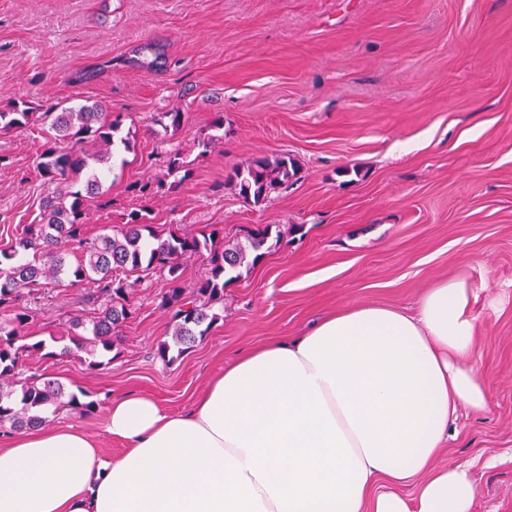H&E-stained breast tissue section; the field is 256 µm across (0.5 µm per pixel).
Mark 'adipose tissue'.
Masks as SVG:
<instances>
[{
    "mask_svg": "<svg viewBox=\"0 0 512 512\" xmlns=\"http://www.w3.org/2000/svg\"><path fill=\"white\" fill-rule=\"evenodd\" d=\"M467 302L445 281L412 313L346 308L249 350L185 414L114 400L116 457L72 427L0 437V512H473L472 464L433 465L488 407Z\"/></svg>",
    "mask_w": 512,
    "mask_h": 512,
    "instance_id": "1",
    "label": "adipose tissue"
}]
</instances>
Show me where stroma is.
I'll use <instances>...</instances> for the list:
<instances>
[{"label":"stroma","mask_w":512,"mask_h":512,"mask_svg":"<svg viewBox=\"0 0 512 512\" xmlns=\"http://www.w3.org/2000/svg\"><path fill=\"white\" fill-rule=\"evenodd\" d=\"M101 105L130 147L86 215L90 234L143 210L159 232L222 230L226 243L271 225L280 240L224 289V317L172 362L157 354L174 323L166 272L134 284L119 353L90 371L60 356L77 287L30 301L33 355L87 390L96 410H60L102 456L122 454L105 406L128 393L186 411L246 351L299 336L348 306L414 310L457 281L475 325L472 361L486 411L461 417L437 465L477 462L474 512H512V0H0V111ZM182 114L179 128L155 115ZM223 128H214L216 118ZM45 125L0 131V251L40 221L54 190L38 171ZM190 174L166 176L169 153ZM289 155L298 174L260 204L227 181L258 156ZM151 182L150 195L132 191Z\"/></svg>","instance_id":"35a3bbf8"}]
</instances>
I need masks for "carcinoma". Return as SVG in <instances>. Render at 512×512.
Segmentation results:
<instances>
[{
	"label": "carcinoma",
	"mask_w": 512,
	"mask_h": 512,
	"mask_svg": "<svg viewBox=\"0 0 512 512\" xmlns=\"http://www.w3.org/2000/svg\"><path fill=\"white\" fill-rule=\"evenodd\" d=\"M35 122L49 125L54 132L41 145L38 169L44 180L56 184V191L43 202L42 223L19 226L10 250L0 252V433L42 425L46 418L39 412L50 407L81 415L96 409V402L82 389L68 392L55 379L19 376V366L35 352L44 351L51 357L70 353L67 346L57 353L46 350L42 340L28 342L32 315L27 304L36 289L63 280L87 287L84 299L98 305V312L72 316L69 325L78 346L88 344L106 354L120 345L122 327L131 316L130 284L117 277V272L166 271L171 288L162 302L175 322L174 344L161 343L158 354L168 362L171 347L183 353L223 319L225 286L254 266L272 235L268 224L252 230L246 242L228 247L214 231L189 234L177 227L161 234L142 212L132 211L112 233L90 237L85 200L99 193L100 180L96 171L87 169L86 151L92 144L102 146L95 158L108 163L118 145H127L115 140L119 120L99 111L97 105L60 112H33L29 107L0 111L1 131ZM66 139L70 151L62 153L57 141ZM296 171L287 155L257 158L233 170L228 180L245 200L259 204ZM80 181L83 188L73 189ZM70 252L76 254L73 265L66 262ZM191 255L203 257L205 272L188 291L180 279L183 259Z\"/></svg>",
	"instance_id": "obj_1"
}]
</instances>
